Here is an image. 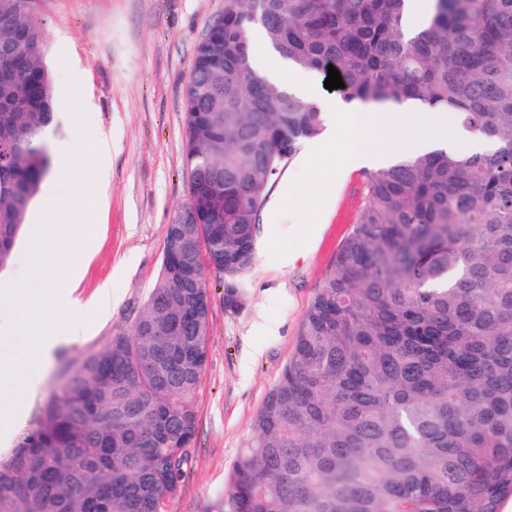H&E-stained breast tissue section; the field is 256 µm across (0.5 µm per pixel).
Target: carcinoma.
I'll return each instance as SVG.
<instances>
[{"label":"carcinoma","instance_id":"cac0c4a2","mask_svg":"<svg viewBox=\"0 0 512 512\" xmlns=\"http://www.w3.org/2000/svg\"><path fill=\"white\" fill-rule=\"evenodd\" d=\"M224 0L184 93L191 224H168L129 333L87 354L0 463V512H165L186 475L211 264L243 294L259 216L321 108L260 78L250 34L344 99L453 112L484 152L367 173L364 203L232 464L231 512H501L512 499V0ZM41 0H0V270L51 169ZM435 0H410L405 17V29L409 34L424 27L425 20L432 14Z\"/></svg>","mask_w":512,"mask_h":512}]
</instances>
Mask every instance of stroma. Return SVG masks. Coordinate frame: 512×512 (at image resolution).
Instances as JSON below:
<instances>
[{
    "mask_svg": "<svg viewBox=\"0 0 512 512\" xmlns=\"http://www.w3.org/2000/svg\"><path fill=\"white\" fill-rule=\"evenodd\" d=\"M224 0H42L43 60L50 70L55 123L45 141L52 155L62 147L76 158L109 139L108 184L100 197L74 201L73 236L99 227L90 254L79 256L77 282L60 281L83 307L87 332L61 344L26 404L0 393V460L34 426L64 367L102 348L113 334L129 331L159 274L167 227L189 199L184 162V89L195 47L222 12ZM80 87L72 96V87ZM365 171L337 175L331 202L316 232L293 250V259H272L273 232L296 227L291 215L259 224L255 258L243 276L242 305L224 308V290L209 276L208 358L193 395L198 432L187 473L166 512H230L226 495L231 465L248 438L251 422L287 362L307 306L336 261L363 203ZM110 283L107 318L94 315L93 300ZM276 323L274 335L256 326Z\"/></svg>",
    "mask_w": 512,
    "mask_h": 512,
    "instance_id": "stroma-1",
    "label": "stroma"
}]
</instances>
